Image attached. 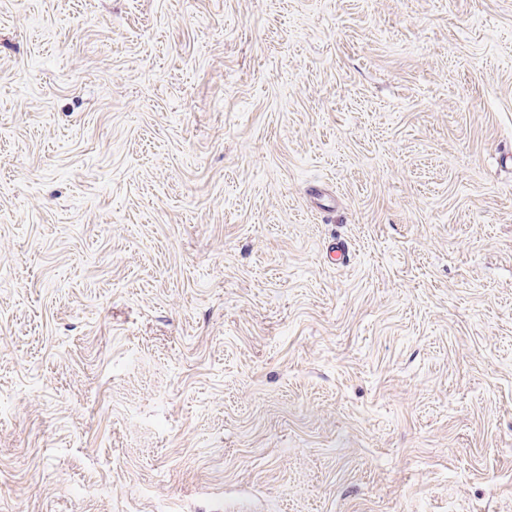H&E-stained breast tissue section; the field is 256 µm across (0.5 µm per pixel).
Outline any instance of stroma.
Segmentation results:
<instances>
[{
	"mask_svg": "<svg viewBox=\"0 0 512 512\" xmlns=\"http://www.w3.org/2000/svg\"><path fill=\"white\" fill-rule=\"evenodd\" d=\"M510 151L512 0H0V512H512Z\"/></svg>",
	"mask_w": 512,
	"mask_h": 512,
	"instance_id": "stroma-1",
	"label": "stroma"
}]
</instances>
